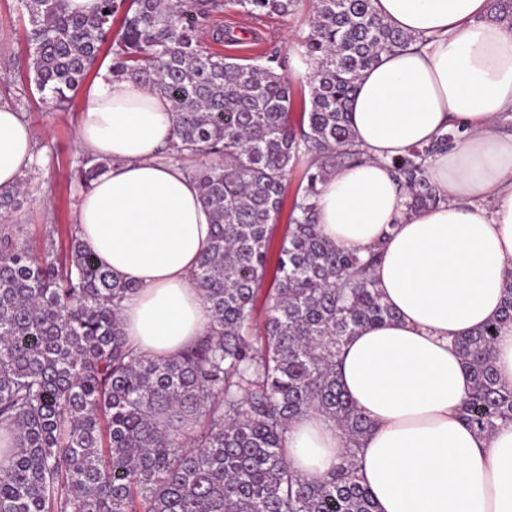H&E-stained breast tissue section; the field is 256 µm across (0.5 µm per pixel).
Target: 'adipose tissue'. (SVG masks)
<instances>
[{
  "mask_svg": "<svg viewBox=\"0 0 512 512\" xmlns=\"http://www.w3.org/2000/svg\"><path fill=\"white\" fill-rule=\"evenodd\" d=\"M379 18L420 37L382 54L350 102L361 161L319 186L323 235L366 254L393 320L366 327L345 348L342 389L370 423L361 440L364 483L375 512H512V424L487 435L459 415L471 379L455 337L498 316L512 280V22L491 0H373ZM456 128L463 138L430 160L443 196L408 207L390 167L409 147ZM174 138L171 102L102 72L77 142L116 159L79 195L76 233L113 274L135 283L122 331L140 354L170 357L194 344L212 312L193 273L211 224L197 183L165 156ZM35 159L33 131L0 103V190L14 188ZM288 463L319 478L346 448L318 415L293 420Z\"/></svg>",
  "mask_w": 512,
  "mask_h": 512,
  "instance_id": "1",
  "label": "adipose tissue"
}]
</instances>
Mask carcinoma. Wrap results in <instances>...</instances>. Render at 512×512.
Masks as SVG:
<instances>
[{
    "instance_id": "1",
    "label": "carcinoma",
    "mask_w": 512,
    "mask_h": 512,
    "mask_svg": "<svg viewBox=\"0 0 512 512\" xmlns=\"http://www.w3.org/2000/svg\"><path fill=\"white\" fill-rule=\"evenodd\" d=\"M298 0H215L254 19L286 16ZM28 72L53 109L70 101L110 43L115 79L172 103L169 156L190 169L212 238L195 272L210 304L207 333L176 357L148 358L126 343L122 300L137 290L69 236L34 253L11 214L24 181L0 190V512H374L358 444L369 423L339 385L348 339L395 318L370 271L376 259L332 244L316 217L318 185L358 160L347 105L362 72L414 37L383 22L371 0H312L304 57L307 123L288 121L292 84L275 51L251 63L206 51L201 0H99L91 14L67 0H21ZM119 27H114V24ZM457 132L391 160L415 209L441 196L427 163ZM307 161L287 234L273 246L288 174ZM87 157L85 189L109 167ZM498 317L455 342L471 373L460 416L491 434L512 422V390L494 365L497 330L512 321V281ZM266 293L264 319L255 300ZM317 412L348 451L322 479L291 470L284 434Z\"/></svg>"
}]
</instances>
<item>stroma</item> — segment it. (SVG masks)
Wrapping results in <instances>:
<instances>
[{"label": "stroma", "mask_w": 512, "mask_h": 512, "mask_svg": "<svg viewBox=\"0 0 512 512\" xmlns=\"http://www.w3.org/2000/svg\"><path fill=\"white\" fill-rule=\"evenodd\" d=\"M310 14L308 0H301L290 15L260 21L241 12L214 10L201 22L202 43L210 51L243 59L277 50L288 62V75L295 89L290 118L298 124L310 109L308 69L298 46L309 29ZM24 25L17 0H0V100L10 103L30 124L35 151V162L24 174L28 192L12 221L20 227V239L34 251H41L50 239L55 255L61 257L68 245V232L76 224V204L82 191L74 173L85 154L76 133L92 84L84 82L66 110L45 111L26 70ZM228 33L243 35V42L226 43L224 36Z\"/></svg>", "instance_id": "obj_1"}]
</instances>
